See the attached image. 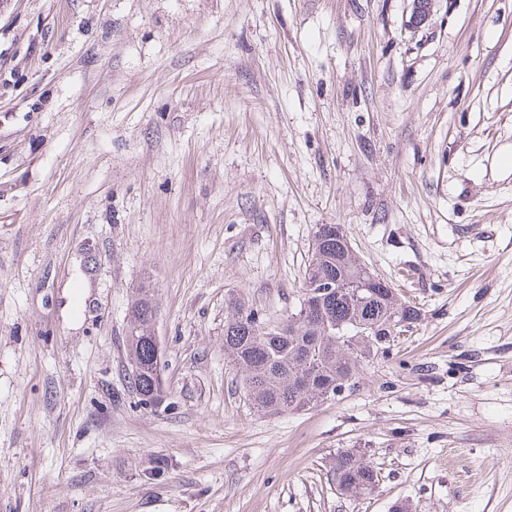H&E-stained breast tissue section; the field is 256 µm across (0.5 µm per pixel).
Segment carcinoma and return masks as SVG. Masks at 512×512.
<instances>
[{
  "instance_id": "obj_1",
  "label": "carcinoma",
  "mask_w": 512,
  "mask_h": 512,
  "mask_svg": "<svg viewBox=\"0 0 512 512\" xmlns=\"http://www.w3.org/2000/svg\"><path fill=\"white\" fill-rule=\"evenodd\" d=\"M315 237L321 240V258L310 259V278L355 280L366 273L364 263L347 249L344 225L322 224ZM302 312L300 308L273 325L240 299L228 303L224 352L237 371L244 394L264 415L299 411L336 396L371 358L368 344L353 350L325 330L327 323H341L350 329L357 321L358 308L347 296L327 295L307 315ZM154 318L153 289L145 283L134 291L126 347L130 366L138 369L132 387L146 406L163 401L156 376ZM333 476L338 490L350 496L371 491L378 482L370 462L349 451L336 454Z\"/></svg>"
}]
</instances>
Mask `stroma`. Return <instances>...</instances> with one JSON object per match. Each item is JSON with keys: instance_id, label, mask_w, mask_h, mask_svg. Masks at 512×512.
I'll use <instances>...</instances> for the list:
<instances>
[{"instance_id": "stroma-1", "label": "stroma", "mask_w": 512, "mask_h": 512, "mask_svg": "<svg viewBox=\"0 0 512 512\" xmlns=\"http://www.w3.org/2000/svg\"><path fill=\"white\" fill-rule=\"evenodd\" d=\"M409 16L0 0V512H512V0ZM322 224L421 318L353 388L266 416L226 306L296 312ZM145 281L155 408L125 343ZM346 450L372 492L337 489ZM333 476L338 490L350 496L372 491L378 482L370 462L349 451L336 454Z\"/></svg>"}]
</instances>
